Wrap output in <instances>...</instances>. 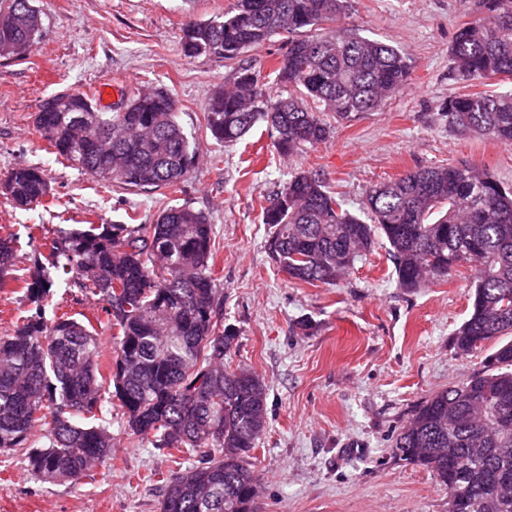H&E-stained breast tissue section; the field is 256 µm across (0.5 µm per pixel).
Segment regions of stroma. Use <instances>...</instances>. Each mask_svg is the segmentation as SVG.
<instances>
[{
  "label": "stroma",
  "instance_id": "35a3bbf8",
  "mask_svg": "<svg viewBox=\"0 0 512 512\" xmlns=\"http://www.w3.org/2000/svg\"><path fill=\"white\" fill-rule=\"evenodd\" d=\"M478 0H348L342 20L361 36L405 49L406 84L376 111L332 122L330 139L280 157L266 123L232 146L206 127L214 90L233 75L218 56H186L183 29L223 14L234 0H36L42 35L20 58H0V182L19 165L40 168L62 207H16L0 194V237H26L93 221L154 223L164 207L203 212L214 229L224 289V322L235 328L230 363L267 385L266 429L256 449L262 512H448V490L426 467L394 458L397 434L415 409L483 367L494 343L468 355L453 344L471 309L464 276L414 292L398 288L389 245L378 240L336 284L288 279L266 248L259 213L297 170L317 169L354 214L366 188L439 164L490 169L512 186V143L452 131L440 105L449 95L496 89L461 81L448 47ZM110 89L108 97L97 87ZM164 89L197 151L180 191H102L97 181L50 153L34 124L41 104L62 91L94 97L117 112L143 90ZM54 302L95 320L103 358L112 355L104 301L54 287ZM112 457L79 484H51L19 456L0 453V512H158L166 452L109 416Z\"/></svg>",
  "mask_w": 512,
  "mask_h": 512
}]
</instances>
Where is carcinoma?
I'll use <instances>...</instances> for the list:
<instances>
[{"label":"carcinoma","mask_w":512,"mask_h":512,"mask_svg":"<svg viewBox=\"0 0 512 512\" xmlns=\"http://www.w3.org/2000/svg\"><path fill=\"white\" fill-rule=\"evenodd\" d=\"M33 3L7 0L0 9L1 58L28 54L40 37ZM479 4L448 48L453 69L465 81H511L512 0ZM345 10V0H237L221 18L188 24V55L234 64L232 81L207 104L212 136L232 144L262 120L278 153L290 156L329 139L319 113L350 121L397 93L409 58L340 26ZM321 23L338 27L319 36L313 29ZM277 36L286 51L273 74L286 97L270 95L238 62L244 50ZM442 113L462 135L512 142L511 88L452 95ZM35 124L53 153L104 189L175 192L194 167L196 152L162 90L140 93L113 113L81 92L58 93ZM4 189L21 208L54 203L37 167L13 168ZM366 208L368 222L343 208L319 171L296 172L262 208L273 228L270 255L293 280L334 284L381 236L406 291L470 272L472 310L453 344L465 355L491 338L504 344L465 382L423 402L394 453L448 487V512H512V417H500L503 405L512 407V188L487 169L427 166L370 187ZM129 220L43 237L14 278L32 308L0 337V452L20 453L45 482L76 485L112 457V433L99 422L108 406L178 466L162 479L159 512H257L252 451L266 427L267 388L228 365L236 333L220 317L212 225L188 206L163 209L153 224ZM18 251L16 239L0 238V288ZM58 281L106 301L114 344L108 366L91 323L59 306L46 314ZM185 455L197 464L183 467Z\"/></svg>","instance_id":"obj_1"}]
</instances>
